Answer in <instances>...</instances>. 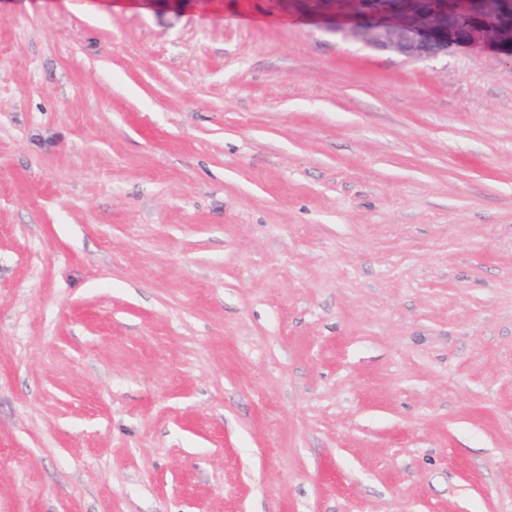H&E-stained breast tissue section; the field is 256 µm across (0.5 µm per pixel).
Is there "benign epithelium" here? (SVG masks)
I'll return each instance as SVG.
<instances>
[{"label":"benign epithelium","mask_w":512,"mask_h":512,"mask_svg":"<svg viewBox=\"0 0 512 512\" xmlns=\"http://www.w3.org/2000/svg\"><path fill=\"white\" fill-rule=\"evenodd\" d=\"M481 0H335L317 16L315 25L345 40L408 59L433 57L452 47H489L512 64V21L487 29L476 9L470 11L471 38L461 37L458 5Z\"/></svg>","instance_id":"benign-epithelium-1"}]
</instances>
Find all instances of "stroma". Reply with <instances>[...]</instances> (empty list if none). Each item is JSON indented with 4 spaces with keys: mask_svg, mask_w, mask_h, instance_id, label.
Here are the masks:
<instances>
[{
    "mask_svg": "<svg viewBox=\"0 0 512 512\" xmlns=\"http://www.w3.org/2000/svg\"><path fill=\"white\" fill-rule=\"evenodd\" d=\"M307 0H0V512H512V65Z\"/></svg>",
    "mask_w": 512,
    "mask_h": 512,
    "instance_id": "1",
    "label": "stroma"
}]
</instances>
